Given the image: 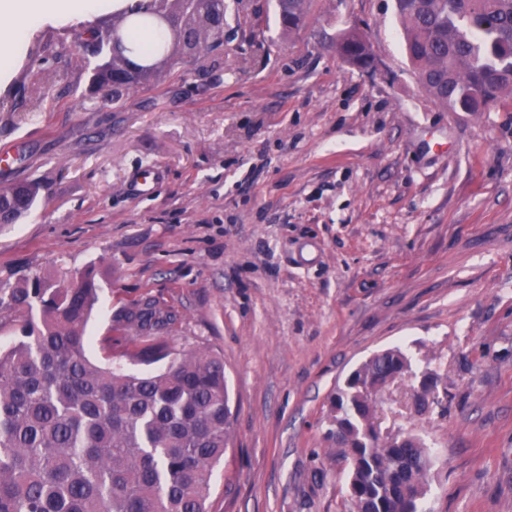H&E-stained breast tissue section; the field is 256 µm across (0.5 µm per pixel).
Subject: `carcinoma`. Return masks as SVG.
Returning a JSON list of instances; mask_svg holds the SVG:
<instances>
[{"label":"carcinoma","instance_id":"carcinoma-1","mask_svg":"<svg viewBox=\"0 0 512 512\" xmlns=\"http://www.w3.org/2000/svg\"><path fill=\"white\" fill-rule=\"evenodd\" d=\"M405 53L421 88L450 112L512 105V0H395ZM293 32L307 0H278ZM166 0H141L123 20L156 25ZM337 50L367 66L366 40ZM0 193L16 222L41 186ZM96 301L93 272L68 282L34 277L0 288V314L22 322L0 348V512H209L214 469L231 447L232 410L224 358L206 347L152 344L133 374L87 356L85 327ZM409 367L400 349L373 354L336 389L330 439L345 461L349 512H420L432 456L415 435L381 438L374 396Z\"/></svg>","mask_w":512,"mask_h":512}]
</instances>
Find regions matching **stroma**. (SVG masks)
Instances as JSON below:
<instances>
[{
    "label": "stroma",
    "mask_w": 512,
    "mask_h": 512,
    "mask_svg": "<svg viewBox=\"0 0 512 512\" xmlns=\"http://www.w3.org/2000/svg\"><path fill=\"white\" fill-rule=\"evenodd\" d=\"M224 38L173 45L113 93L118 21L46 26L0 93V187L37 205L0 226V286L93 269L99 364L143 372L146 340L223 355L234 440L213 512H346L327 438L336 389L373 353L411 371L378 392L381 437L422 436L424 512H512V108L449 112L421 89L395 0H228ZM362 35L372 68L336 50ZM164 171L148 199L129 173ZM163 326L142 333L130 312ZM440 371L426 407L414 391ZM279 8V20L288 32H293L301 26L307 9L306 0H277Z\"/></svg>",
    "instance_id": "35a3bbf8"
}]
</instances>
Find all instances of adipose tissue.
I'll list each match as a JSON object with an SVG mask.
<instances>
[{"label":"adipose tissue","mask_w":512,"mask_h":512,"mask_svg":"<svg viewBox=\"0 0 512 512\" xmlns=\"http://www.w3.org/2000/svg\"><path fill=\"white\" fill-rule=\"evenodd\" d=\"M135 0H0V84L20 61L28 34L52 20L88 19L106 8L123 9Z\"/></svg>","instance_id":"adipose-tissue-1"}]
</instances>
